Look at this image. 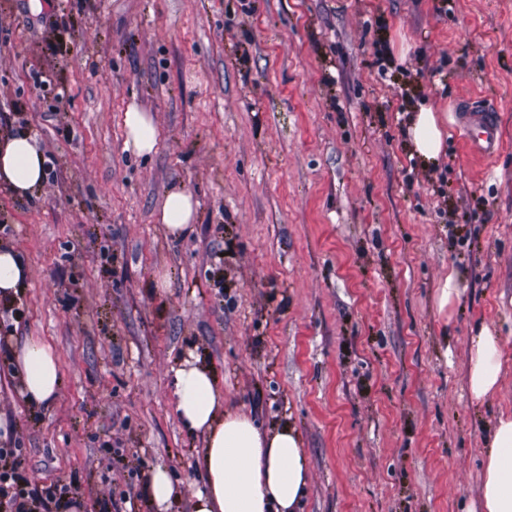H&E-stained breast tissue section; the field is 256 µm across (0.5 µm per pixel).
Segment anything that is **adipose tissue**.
I'll return each mask as SVG.
<instances>
[{
    "label": "adipose tissue",
    "mask_w": 512,
    "mask_h": 512,
    "mask_svg": "<svg viewBox=\"0 0 512 512\" xmlns=\"http://www.w3.org/2000/svg\"><path fill=\"white\" fill-rule=\"evenodd\" d=\"M126 147L139 155L155 152L158 140L149 113L130 106L125 114ZM406 133L413 153L428 165L441 158L445 134L436 112L422 106L409 113ZM47 159L31 137H0V183L26 196L46 177ZM196 202L185 189L169 191L157 221L172 236L192 224ZM22 370L21 390L34 406L50 402L61 375L54 350L37 337H27L14 353ZM504 365L501 344L489 327L473 337L468 387L473 399L483 400L499 387ZM176 412L182 422L204 437L198 465L206 489L195 497L193 512H301L309 483L303 442L289 423L263 431L247 413L225 408L224 393L200 358L183 361L173 376ZM480 512H512V415L500 416L490 433L482 474Z\"/></svg>",
    "instance_id": "adipose-tissue-1"
}]
</instances>
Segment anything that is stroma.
Here are the masks:
<instances>
[{"label": "stroma", "mask_w": 512, "mask_h": 512, "mask_svg": "<svg viewBox=\"0 0 512 512\" xmlns=\"http://www.w3.org/2000/svg\"><path fill=\"white\" fill-rule=\"evenodd\" d=\"M482 98L502 144L474 155ZM158 146L125 148L130 104ZM448 134L423 165L406 114ZM30 134L43 185H0V242L29 270L0 304V448L61 485L59 512H157L155 468L192 512L201 434L173 371L208 364L260 429L292 423L303 512H472L489 431L512 414V0H0V135ZM183 188L193 230L156 213ZM461 294L440 311L448 275ZM498 336L497 393L467 372ZM58 357L28 404L13 349ZM492 112L489 108L458 112L457 128L460 137L484 155L494 154L500 145L499 131ZM503 365L498 336L489 327H481L472 339L469 355L468 387L473 399L483 400L496 392Z\"/></svg>", "instance_id": "1"}]
</instances>
